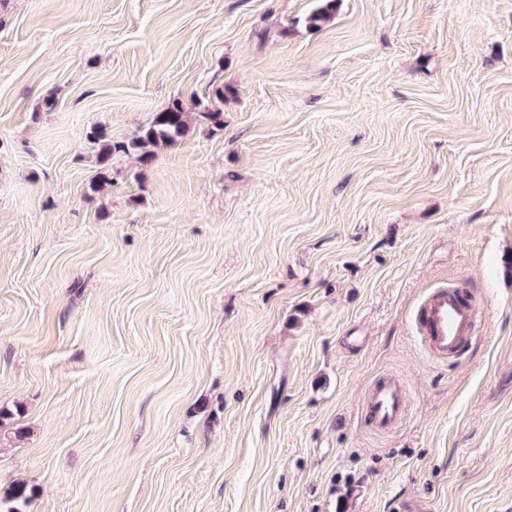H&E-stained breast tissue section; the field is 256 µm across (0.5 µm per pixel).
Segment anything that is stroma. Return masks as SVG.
Wrapping results in <instances>:
<instances>
[{
    "instance_id": "obj_1",
    "label": "stroma",
    "mask_w": 512,
    "mask_h": 512,
    "mask_svg": "<svg viewBox=\"0 0 512 512\" xmlns=\"http://www.w3.org/2000/svg\"><path fill=\"white\" fill-rule=\"evenodd\" d=\"M321 4L0 0L25 512H512V0ZM175 100L183 137L100 165L94 127ZM440 287L483 311L453 359L415 321ZM365 406L371 425L380 432L396 427L410 410L405 388L395 377H387L373 385Z\"/></svg>"
}]
</instances>
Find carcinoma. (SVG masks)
Listing matches in <instances>:
<instances>
[{
	"mask_svg": "<svg viewBox=\"0 0 512 512\" xmlns=\"http://www.w3.org/2000/svg\"><path fill=\"white\" fill-rule=\"evenodd\" d=\"M336 9V0H324V5L313 11L308 22L319 27L329 21L331 15ZM188 129V112L183 104L175 100L164 111L158 113L151 125L143 131V134L131 143L114 142L106 130L102 127H96L90 131V139L99 147V161L103 166L108 165L115 153H126L131 149L141 150V159L148 161L151 159V147L159 145L172 144L178 138L183 136Z\"/></svg>",
	"mask_w": 512,
	"mask_h": 512,
	"instance_id": "1",
	"label": "carcinoma"
}]
</instances>
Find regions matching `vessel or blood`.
Here are the masks:
<instances>
[{"mask_svg": "<svg viewBox=\"0 0 512 512\" xmlns=\"http://www.w3.org/2000/svg\"><path fill=\"white\" fill-rule=\"evenodd\" d=\"M419 322L429 348L442 356L463 352L479 323V312L460 292L439 290L422 305ZM370 423L377 431L396 427L408 414L410 402L403 384L394 377L373 385L365 400Z\"/></svg>", "mask_w": 512, "mask_h": 512, "instance_id": "obj_1", "label": "vessel or blood"}]
</instances>
